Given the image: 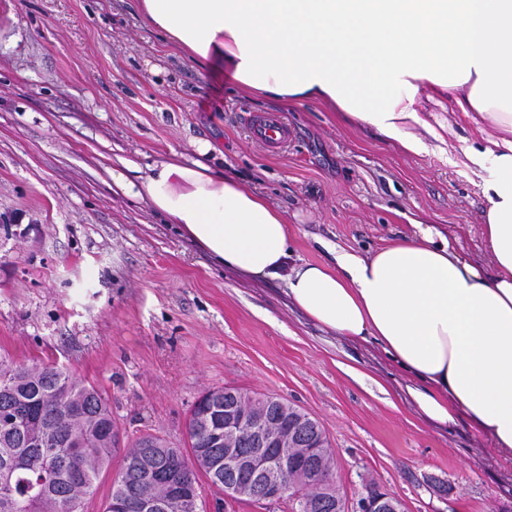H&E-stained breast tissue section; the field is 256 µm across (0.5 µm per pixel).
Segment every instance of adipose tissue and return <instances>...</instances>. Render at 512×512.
<instances>
[{"label":"adipose tissue","instance_id":"adipose-tissue-1","mask_svg":"<svg viewBox=\"0 0 512 512\" xmlns=\"http://www.w3.org/2000/svg\"><path fill=\"white\" fill-rule=\"evenodd\" d=\"M141 19L193 62L221 64L243 91L319 101L408 154H450L452 132L422 99H450L476 129L465 156L488 168L482 235L494 268L469 262L435 226L371 254L291 259L292 228L265 198L204 158L128 165L154 211L217 264L285 284L323 330L377 342L408 376L420 416H465L512 464V0H136Z\"/></svg>","mask_w":512,"mask_h":512}]
</instances>
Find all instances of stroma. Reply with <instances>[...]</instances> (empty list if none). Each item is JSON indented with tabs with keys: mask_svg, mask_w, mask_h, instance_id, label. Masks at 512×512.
Wrapping results in <instances>:
<instances>
[{
	"mask_svg": "<svg viewBox=\"0 0 512 512\" xmlns=\"http://www.w3.org/2000/svg\"><path fill=\"white\" fill-rule=\"evenodd\" d=\"M251 113L279 115L288 145L254 140ZM201 141L287 215L295 259L369 254L423 220L488 263L487 173L461 151L409 155L323 103L246 95L143 26L135 0H0V356L96 385L128 441L185 447L197 398L237 387L320 423L349 500L373 481L406 512H512V466L466 418H421L379 344L322 330L282 282L214 263L112 181ZM198 484L201 512H289Z\"/></svg>",
	"mask_w": 512,
	"mask_h": 512,
	"instance_id": "1",
	"label": "stroma"
}]
</instances>
